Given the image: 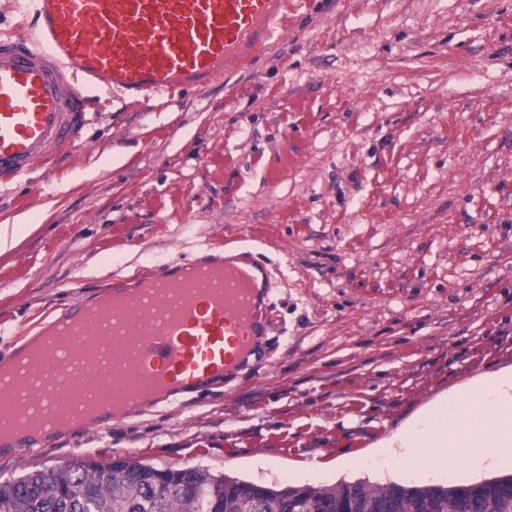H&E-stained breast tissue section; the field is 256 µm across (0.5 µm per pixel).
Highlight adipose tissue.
<instances>
[{
  "label": "adipose tissue",
  "mask_w": 512,
  "mask_h": 512,
  "mask_svg": "<svg viewBox=\"0 0 512 512\" xmlns=\"http://www.w3.org/2000/svg\"><path fill=\"white\" fill-rule=\"evenodd\" d=\"M460 454L471 469L497 465L512 455V368L461 385L374 444L372 456L446 464Z\"/></svg>",
  "instance_id": "1"
}]
</instances>
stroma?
I'll list each match as a JSON object with an SVG mask.
<instances>
[{
    "instance_id": "stroma-1",
    "label": "stroma",
    "mask_w": 512,
    "mask_h": 512,
    "mask_svg": "<svg viewBox=\"0 0 512 512\" xmlns=\"http://www.w3.org/2000/svg\"><path fill=\"white\" fill-rule=\"evenodd\" d=\"M0 182V352L71 301L239 238L272 272L269 363L228 386L0 457L76 456L279 487L467 484L458 462L337 468L512 367V0H311L248 71L130 104ZM34 224H1L0 254L13 250L35 227Z\"/></svg>"
}]
</instances>
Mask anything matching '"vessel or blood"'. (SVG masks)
<instances>
[{
    "instance_id": "b4317fda",
    "label": "vessel or blood",
    "mask_w": 512,
    "mask_h": 512,
    "mask_svg": "<svg viewBox=\"0 0 512 512\" xmlns=\"http://www.w3.org/2000/svg\"><path fill=\"white\" fill-rule=\"evenodd\" d=\"M289 0H34L30 39H0V179L46 165L82 138L91 92L137 103L158 93L201 92L253 65L283 22ZM170 258L117 279L37 323L33 376L0 385V417L18 399L34 411L38 443L53 447L73 417L94 406L100 426L174 403L210 383L255 374L259 343L274 323L270 280L251 252Z\"/></svg>"
}]
</instances>
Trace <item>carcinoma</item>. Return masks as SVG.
Here are the masks:
<instances>
[{"label":"carcinoma","mask_w":512,"mask_h":512,"mask_svg":"<svg viewBox=\"0 0 512 512\" xmlns=\"http://www.w3.org/2000/svg\"><path fill=\"white\" fill-rule=\"evenodd\" d=\"M0 512H512V474L470 484L276 488L202 467L75 457L0 484Z\"/></svg>","instance_id":"cac0c4a2"}]
</instances>
